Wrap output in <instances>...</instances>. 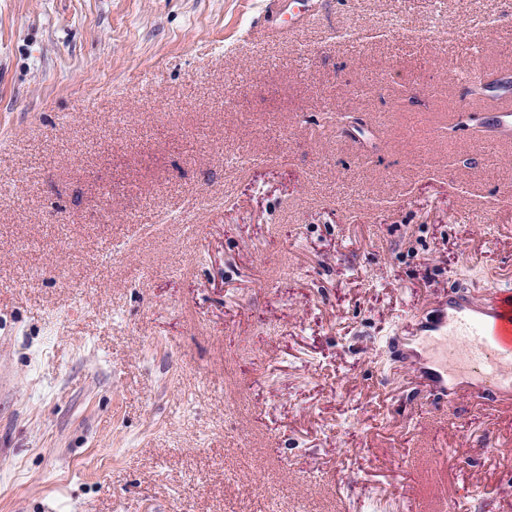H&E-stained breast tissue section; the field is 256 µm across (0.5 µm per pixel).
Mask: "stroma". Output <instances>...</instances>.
<instances>
[{"instance_id":"obj_1","label":"stroma","mask_w":512,"mask_h":512,"mask_svg":"<svg viewBox=\"0 0 512 512\" xmlns=\"http://www.w3.org/2000/svg\"><path fill=\"white\" fill-rule=\"evenodd\" d=\"M301 7L0 0V512H512V406L386 346L512 280V0ZM491 136L498 140H511L512 137V112L502 110L493 112L489 117Z\"/></svg>"}]
</instances>
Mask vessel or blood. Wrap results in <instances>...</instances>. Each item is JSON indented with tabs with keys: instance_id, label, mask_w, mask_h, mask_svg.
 Segmentation results:
<instances>
[{
	"instance_id": "b4317fda",
	"label": "vessel or blood",
	"mask_w": 512,
	"mask_h": 512,
	"mask_svg": "<svg viewBox=\"0 0 512 512\" xmlns=\"http://www.w3.org/2000/svg\"><path fill=\"white\" fill-rule=\"evenodd\" d=\"M493 138H512V112L489 117ZM399 362L431 392L448 398L488 395L512 405V285L486 298L452 294L407 335L390 337Z\"/></svg>"
}]
</instances>
